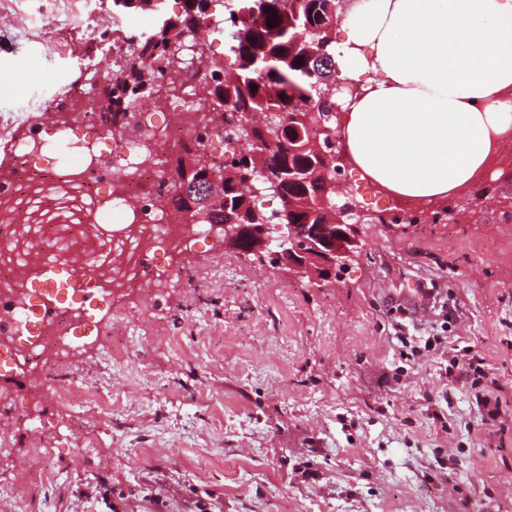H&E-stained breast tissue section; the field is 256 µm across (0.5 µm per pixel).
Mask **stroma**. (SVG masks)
Here are the masks:
<instances>
[{
  "label": "stroma",
  "instance_id": "35a3bbf8",
  "mask_svg": "<svg viewBox=\"0 0 512 512\" xmlns=\"http://www.w3.org/2000/svg\"><path fill=\"white\" fill-rule=\"evenodd\" d=\"M74 3L0 0V113L49 81L100 85L112 0ZM464 198L452 224L373 220L321 287L210 240L172 253L155 295L94 311L88 394L46 402L39 429L0 424V512H512V164ZM419 288L446 299L448 345L407 358L400 336L436 326ZM463 347L489 383L453 362Z\"/></svg>",
  "mask_w": 512,
  "mask_h": 512
}]
</instances>
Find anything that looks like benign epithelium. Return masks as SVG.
I'll return each instance as SVG.
<instances>
[{"label":"benign epithelium","mask_w":512,"mask_h":512,"mask_svg":"<svg viewBox=\"0 0 512 512\" xmlns=\"http://www.w3.org/2000/svg\"><path fill=\"white\" fill-rule=\"evenodd\" d=\"M313 153L318 161L306 175V182L314 186L311 197L288 193L285 181L271 174L275 167L285 168L283 155L275 159L272 153L261 149L225 162L218 157H202L190 149L181 152L171 167L181 196L174 215L190 227L211 224L213 236L224 240V247L266 254L271 261L288 266L320 287L365 250L367 212L335 205L338 162L346 159L343 147L331 141L316 145ZM256 171L264 173L268 185L253 188V195L272 190L281 199L282 207L262 212L248 200L237 205L238 216L216 223L217 214L224 210V178H249ZM313 202L336 211V223L296 222L295 214ZM273 230L277 232L274 240L270 236Z\"/></svg>","instance_id":"7a95c632"}]
</instances>
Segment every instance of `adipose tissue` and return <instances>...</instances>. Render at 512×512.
I'll use <instances>...</instances> for the list:
<instances>
[{"mask_svg": "<svg viewBox=\"0 0 512 512\" xmlns=\"http://www.w3.org/2000/svg\"><path fill=\"white\" fill-rule=\"evenodd\" d=\"M342 51L346 75H378L343 123L381 197L444 201L485 176L512 134V0H374Z\"/></svg>", "mask_w": 512, "mask_h": 512, "instance_id": "ef3b65f1", "label": "adipose tissue"}]
</instances>
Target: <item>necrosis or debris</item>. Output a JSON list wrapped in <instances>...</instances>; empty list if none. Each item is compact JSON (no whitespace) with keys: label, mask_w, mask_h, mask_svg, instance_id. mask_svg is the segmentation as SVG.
Masks as SVG:
<instances>
[{"label":"necrosis or debris","mask_w":512,"mask_h":512,"mask_svg":"<svg viewBox=\"0 0 512 512\" xmlns=\"http://www.w3.org/2000/svg\"><path fill=\"white\" fill-rule=\"evenodd\" d=\"M40 95L45 110L23 117L26 136L12 134L18 113L0 114V349L17 368L45 366L38 390L13 402L24 409L41 395L85 390L76 365L91 339V310L107 301L103 284L128 292L159 284L169 249L209 237V225L171 219L165 158L219 142L225 159L242 152L240 141H225L222 113L196 123L183 98L163 105L138 97L129 132L112 143L85 85L63 97L47 86ZM52 112L75 118L53 122Z\"/></svg>","instance_id":"1"}]
</instances>
